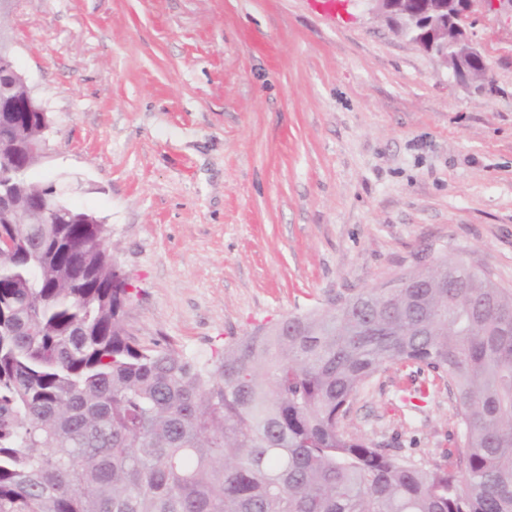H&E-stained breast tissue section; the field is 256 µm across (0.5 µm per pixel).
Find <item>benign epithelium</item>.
<instances>
[{
  "label": "benign epithelium",
  "instance_id": "1",
  "mask_svg": "<svg viewBox=\"0 0 512 512\" xmlns=\"http://www.w3.org/2000/svg\"><path fill=\"white\" fill-rule=\"evenodd\" d=\"M11 0H0V78L15 84L28 86L26 77L16 66L11 47L3 36V12ZM370 6V11L384 17L399 31L441 61H448L453 77L463 83L477 82L489 77V67L474 75L467 61L480 55L472 42L468 26L480 8H488L512 17V0H361ZM25 111L43 115L41 136L25 143H3L0 145V222L15 223L16 208L13 204L15 188L5 182L10 169L5 163L15 160L21 153L30 158H44L49 150V135L52 121L47 117V108L35 93L28 95Z\"/></svg>",
  "mask_w": 512,
  "mask_h": 512
}]
</instances>
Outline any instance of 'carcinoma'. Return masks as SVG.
<instances>
[{
    "label": "carcinoma",
    "mask_w": 512,
    "mask_h": 512,
    "mask_svg": "<svg viewBox=\"0 0 512 512\" xmlns=\"http://www.w3.org/2000/svg\"><path fill=\"white\" fill-rule=\"evenodd\" d=\"M39 116L0 112V138ZM1 224L0 512H512V289L461 261L257 326L207 360L138 344L110 231ZM448 386L463 426L422 463L349 428L393 365Z\"/></svg>",
    "instance_id": "cac0c4a2"
}]
</instances>
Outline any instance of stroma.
I'll list each match as a JSON object with an SVG mask.
<instances>
[{
    "instance_id": "obj_1",
    "label": "stroma",
    "mask_w": 512,
    "mask_h": 512,
    "mask_svg": "<svg viewBox=\"0 0 512 512\" xmlns=\"http://www.w3.org/2000/svg\"><path fill=\"white\" fill-rule=\"evenodd\" d=\"M54 125L37 180L107 225L141 345L207 359L255 326L460 260L512 288V20L480 11L478 93L358 0H15ZM415 367L351 427L421 462L462 432Z\"/></svg>"
}]
</instances>
